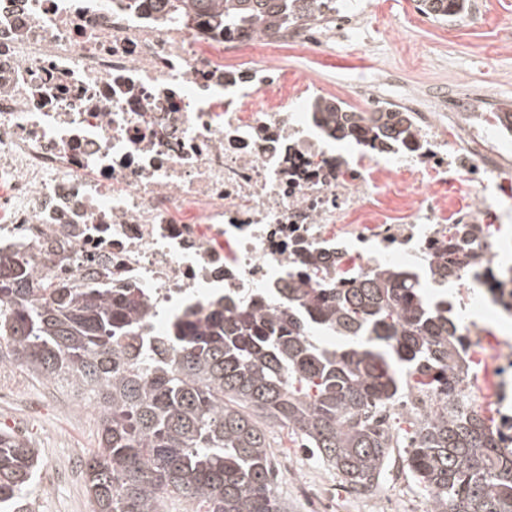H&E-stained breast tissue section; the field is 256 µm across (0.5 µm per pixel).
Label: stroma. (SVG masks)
<instances>
[{
	"label": "stroma",
	"mask_w": 512,
	"mask_h": 512,
	"mask_svg": "<svg viewBox=\"0 0 512 512\" xmlns=\"http://www.w3.org/2000/svg\"><path fill=\"white\" fill-rule=\"evenodd\" d=\"M491 12L469 29L456 30L441 22L421 23L410 12V0H368L371 49L361 52L352 41L334 44L322 54L288 44L268 48L271 60L288 74L320 78L328 92H348L352 81L377 82L381 65L403 72L400 93L420 90L427 83L460 84L492 79L499 97L512 102V43H505L502 23L512 20V0H490ZM0 429L25 430L37 450L36 486L43 494L40 512H90L82 463L97 448V418L84 406L73 418L69 405L56 403L51 385L17 370L0 376ZM274 453H285L288 475L277 492L288 512H303L296 490L304 479L310 490L336 483L334 470L302 446L297 437L275 430ZM410 474L382 481L372 490L346 491L349 512H373L376 499L423 497Z\"/></svg>",
	"instance_id": "1"
}]
</instances>
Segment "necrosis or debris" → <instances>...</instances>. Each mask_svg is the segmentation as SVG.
Wrapping results in <instances>:
<instances>
[{
	"label": "necrosis or debris",
	"mask_w": 512,
	"mask_h": 512,
	"mask_svg": "<svg viewBox=\"0 0 512 512\" xmlns=\"http://www.w3.org/2000/svg\"><path fill=\"white\" fill-rule=\"evenodd\" d=\"M367 10L343 0L327 21L276 36L215 34L169 20L149 0H0V253L62 288L139 289L151 345L224 297L283 306L285 282L351 287L380 269L416 282L467 257L461 308L512 317L494 287L512 223V128L485 86L428 85L384 98L358 84L349 110L406 112L402 141L343 153L318 110L313 76L286 79L254 52H317L362 35ZM470 403L491 408L512 446V343ZM409 389L394 416L440 412Z\"/></svg>",
	"instance_id": "necrosis-or-debris-1"
}]
</instances>
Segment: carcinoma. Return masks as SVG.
Segmentation results:
<instances>
[{"mask_svg": "<svg viewBox=\"0 0 512 512\" xmlns=\"http://www.w3.org/2000/svg\"><path fill=\"white\" fill-rule=\"evenodd\" d=\"M462 0H421L447 19ZM167 13L214 32L286 29L336 9V0H163ZM338 140H396L402 112L362 117L320 108ZM463 258L434 271L448 282ZM288 306L229 299L179 338L140 351L144 304L110 288H56L0 254V336L10 358L98 410V449L83 478L91 512H285L276 494L272 429L288 428L342 483L366 491L391 466L393 435L371 408L411 386L444 402L413 422L402 462L428 494L426 512H512V449L460 390L464 328L382 270L350 288L284 289ZM324 332L346 340L331 346ZM36 450L0 432V512H32Z\"/></svg>", "mask_w": 512, "mask_h": 512, "instance_id": "1", "label": "carcinoma"}]
</instances>
